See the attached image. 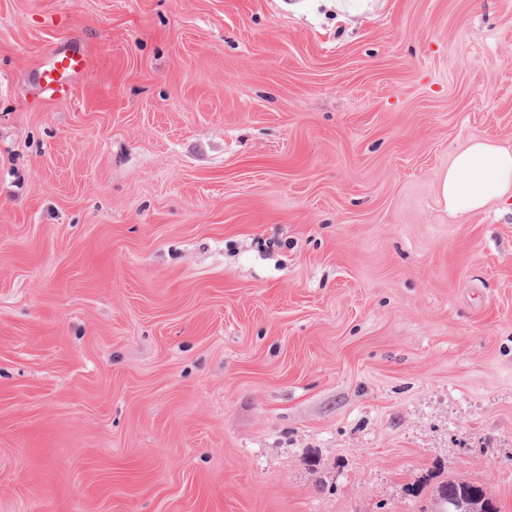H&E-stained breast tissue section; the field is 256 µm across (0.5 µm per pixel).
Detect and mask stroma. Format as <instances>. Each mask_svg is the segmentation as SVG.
<instances>
[{"label": "stroma", "mask_w": 512, "mask_h": 512, "mask_svg": "<svg viewBox=\"0 0 512 512\" xmlns=\"http://www.w3.org/2000/svg\"><path fill=\"white\" fill-rule=\"evenodd\" d=\"M474 140L512 0H0V512H512V192L438 194ZM85 66L84 55L58 51L55 54L53 68L43 70L39 74L38 80L44 83L43 92L55 99L68 98L71 94L69 79L81 72ZM456 499L469 506L465 512H499L492 498L480 487L466 482L448 480L438 489L437 500L442 496Z\"/></svg>", "instance_id": "stroma-1"}]
</instances>
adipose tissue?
I'll list each match as a JSON object with an SVG mask.
<instances>
[{
  "instance_id": "adipose-tissue-1",
  "label": "adipose tissue",
  "mask_w": 512,
  "mask_h": 512,
  "mask_svg": "<svg viewBox=\"0 0 512 512\" xmlns=\"http://www.w3.org/2000/svg\"><path fill=\"white\" fill-rule=\"evenodd\" d=\"M440 196L447 209L468 213L512 191V149L485 141L461 151L441 177Z\"/></svg>"
}]
</instances>
